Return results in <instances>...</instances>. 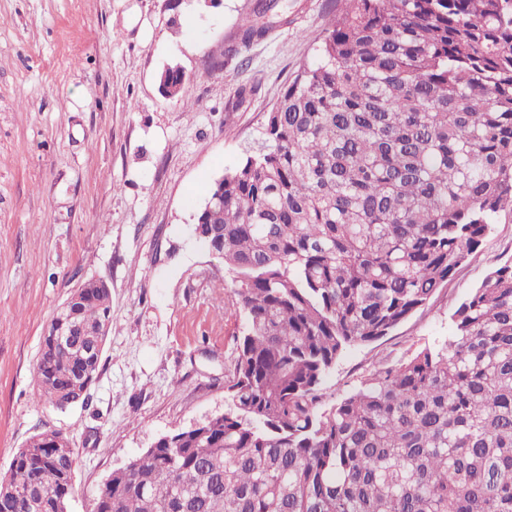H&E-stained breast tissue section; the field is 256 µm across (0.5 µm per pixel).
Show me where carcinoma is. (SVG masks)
Returning a JSON list of instances; mask_svg holds the SVG:
<instances>
[{
  "mask_svg": "<svg viewBox=\"0 0 512 512\" xmlns=\"http://www.w3.org/2000/svg\"><path fill=\"white\" fill-rule=\"evenodd\" d=\"M266 138L213 184L200 239L234 273L246 325L217 418L112 471L93 512H512V259L453 310L448 338L327 405L351 347L390 335L512 215V0H337ZM288 0H258L244 44ZM88 280L37 358V391L83 402L112 322ZM87 329L68 357L55 333ZM31 436L0 500L60 512L74 452Z\"/></svg>",
  "mask_w": 512,
  "mask_h": 512,
  "instance_id": "1",
  "label": "carcinoma"
}]
</instances>
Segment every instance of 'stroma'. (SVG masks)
Masks as SVG:
<instances>
[{
    "label": "stroma",
    "instance_id": "35a3bbf8",
    "mask_svg": "<svg viewBox=\"0 0 512 512\" xmlns=\"http://www.w3.org/2000/svg\"><path fill=\"white\" fill-rule=\"evenodd\" d=\"M292 2L246 46L251 0H0V475L33 434L61 432L75 457L68 512H92L113 470L225 408L243 317L195 223L333 17L334 0ZM170 67L184 74L173 97L160 89ZM511 258L504 216L428 305L346 353L328 403L376 364L443 343L452 310ZM92 277L109 285L112 330L88 402L60 410L33 371L53 314Z\"/></svg>",
    "mask_w": 512,
    "mask_h": 512
}]
</instances>
